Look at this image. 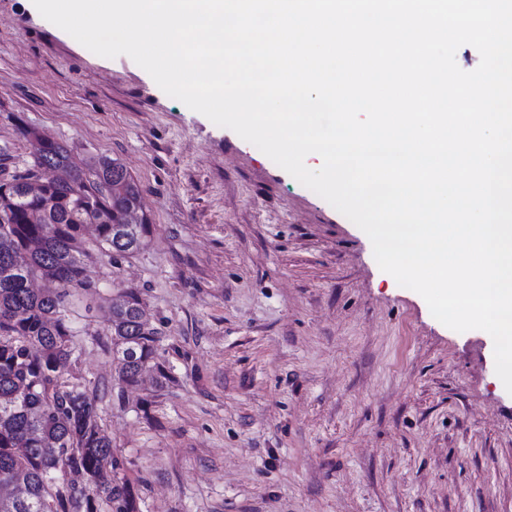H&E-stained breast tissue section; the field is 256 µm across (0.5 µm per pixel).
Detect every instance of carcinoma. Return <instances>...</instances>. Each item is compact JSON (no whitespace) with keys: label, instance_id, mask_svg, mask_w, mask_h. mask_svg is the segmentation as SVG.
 <instances>
[{"label":"carcinoma","instance_id":"carcinoma-1","mask_svg":"<svg viewBox=\"0 0 512 512\" xmlns=\"http://www.w3.org/2000/svg\"><path fill=\"white\" fill-rule=\"evenodd\" d=\"M33 161L44 159L39 189L0 183V512H136L133 487L120 475L112 440L103 434L99 399L75 376L80 352L71 311L94 282L96 254L132 255L151 233L148 220L126 223L141 209V192L127 169L102 157L82 168L68 149L21 129ZM93 226L95 248L86 247ZM42 280L48 287L34 290ZM108 330L118 381L135 385L155 371L158 330L134 288L111 302Z\"/></svg>","mask_w":512,"mask_h":512}]
</instances>
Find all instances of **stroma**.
I'll use <instances>...</instances> for the list:
<instances>
[{
  "label": "stroma",
  "instance_id": "1",
  "mask_svg": "<svg viewBox=\"0 0 512 512\" xmlns=\"http://www.w3.org/2000/svg\"><path fill=\"white\" fill-rule=\"evenodd\" d=\"M28 128L136 180L152 232L88 268L79 373L138 512H512V394L368 236L130 57L0 0V148ZM137 289L169 379L119 388L106 311Z\"/></svg>",
  "mask_w": 512,
  "mask_h": 512
}]
</instances>
